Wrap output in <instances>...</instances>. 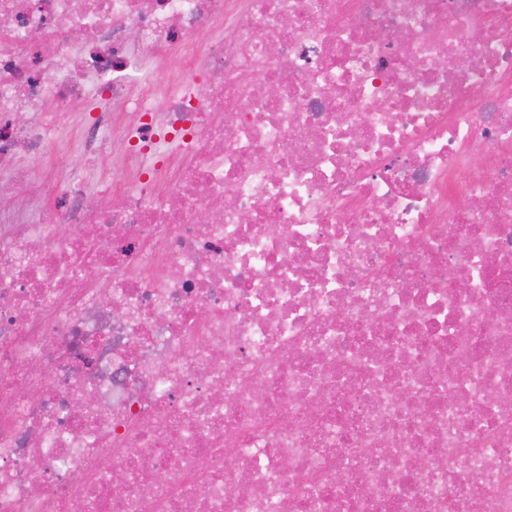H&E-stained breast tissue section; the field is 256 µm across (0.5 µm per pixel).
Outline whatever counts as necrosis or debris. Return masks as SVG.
Listing matches in <instances>:
<instances>
[{
    "label": "necrosis or debris",
    "instance_id": "necrosis-or-debris-1",
    "mask_svg": "<svg viewBox=\"0 0 512 512\" xmlns=\"http://www.w3.org/2000/svg\"><path fill=\"white\" fill-rule=\"evenodd\" d=\"M76 506L512 512V0H0V512Z\"/></svg>",
    "mask_w": 512,
    "mask_h": 512
}]
</instances>
